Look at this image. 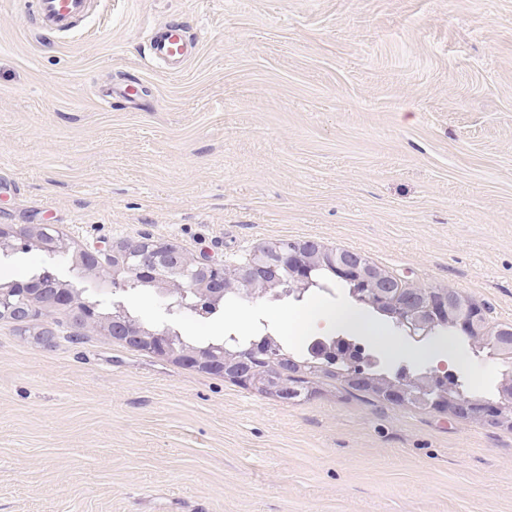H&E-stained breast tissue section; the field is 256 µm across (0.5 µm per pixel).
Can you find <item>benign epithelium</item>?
<instances>
[{
  "instance_id": "1",
  "label": "benign epithelium",
  "mask_w": 512,
  "mask_h": 512,
  "mask_svg": "<svg viewBox=\"0 0 512 512\" xmlns=\"http://www.w3.org/2000/svg\"><path fill=\"white\" fill-rule=\"evenodd\" d=\"M48 228V224H32L19 229L1 225L0 248L16 251H27L33 247L61 249L56 241L47 244ZM102 256L112 258V280L108 289L114 292L125 289L131 281L152 288L163 308L181 318L188 314H206L213 303L221 301L228 293H241L252 299L263 298L282 283L278 275L280 271L303 286L312 282L317 270L329 264L336 269L337 275L357 284L363 301L387 310L393 316L398 331L414 340L424 339L437 316L447 318L462 335L478 339L481 338L479 327L484 323L483 309L475 302L460 297L454 288H446L428 299L416 288H408L403 295H396L397 277L382 271L364 255L347 249L337 250L313 240L266 242L257 247L245 263L232 269L205 256L191 257L169 241L157 239L139 247L111 243L80 249L71 256L68 281L62 280L57 270H46L45 276L59 285L61 298L74 304L75 325L79 329L101 323L112 339L122 341L132 349H143L178 364L191 360L198 368L214 375L232 372L248 387H259L284 400L290 397L292 389L279 377L277 365H270L262 377L252 378L249 367L257 355L253 350L227 353L218 358L202 350L178 352L171 346L169 336L144 328L120 304L115 305V310L106 319L95 320L90 310L74 303L73 291L92 275L89 271L91 260ZM4 312L10 313L12 322L21 327L32 319L30 308L14 301L11 292L0 290V313ZM341 359L348 366L350 383L385 390L395 405L401 404L406 393L416 390L418 399L439 408H448V414L457 419L479 420L490 426L512 425L511 370L503 374L498 401L485 402L452 394L447 380L453 375L448 373L434 375L425 371L413 375L404 369L393 379L372 375L365 371L370 359L353 340Z\"/></svg>"
}]
</instances>
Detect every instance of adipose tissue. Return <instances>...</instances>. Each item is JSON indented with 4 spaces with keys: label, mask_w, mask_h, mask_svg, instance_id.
<instances>
[{
    "label": "adipose tissue",
    "mask_w": 512,
    "mask_h": 512,
    "mask_svg": "<svg viewBox=\"0 0 512 512\" xmlns=\"http://www.w3.org/2000/svg\"><path fill=\"white\" fill-rule=\"evenodd\" d=\"M332 329H347L361 333L388 349L393 346L387 329L350 308L328 311L323 309L320 303L314 301L311 302L303 315L295 320V333L300 338L324 336Z\"/></svg>",
    "instance_id": "ef3b65f1"
}]
</instances>
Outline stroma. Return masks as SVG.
I'll list each match as a JSON object with an SVG mask.
<instances>
[{
	"mask_svg": "<svg viewBox=\"0 0 512 512\" xmlns=\"http://www.w3.org/2000/svg\"><path fill=\"white\" fill-rule=\"evenodd\" d=\"M197 43L177 73L147 33ZM139 80L140 97L97 103ZM68 249L161 238L238 264L276 239L358 251L512 323V0H101L68 32L0 0V225ZM241 298L186 335H252ZM0 320V512H512V432L320 378L283 403L112 340ZM389 349L493 392L461 337Z\"/></svg>",
	"mask_w": 512,
	"mask_h": 512,
	"instance_id": "1",
	"label": "stroma"
}]
</instances>
